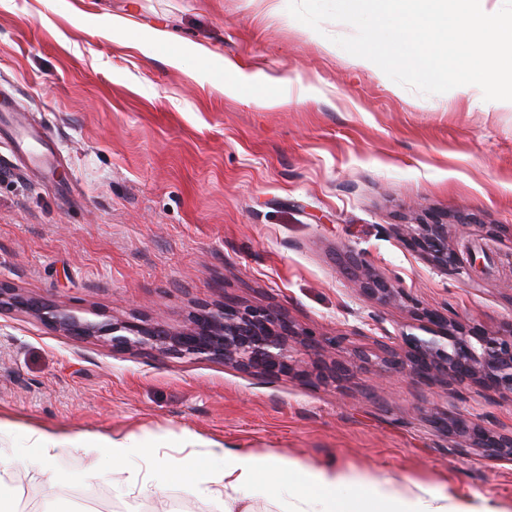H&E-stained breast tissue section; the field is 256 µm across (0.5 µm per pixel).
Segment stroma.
Listing matches in <instances>:
<instances>
[{"label":"stroma","instance_id":"35a3bbf8","mask_svg":"<svg viewBox=\"0 0 512 512\" xmlns=\"http://www.w3.org/2000/svg\"><path fill=\"white\" fill-rule=\"evenodd\" d=\"M288 0H0V99L59 155L44 173L0 126V283L91 322L182 325L225 301L277 308L345 337L362 373L300 382L218 360L75 341L0 313V457L20 512H220L158 475L141 495L84 449L33 468L31 428L162 440L176 458L235 452L333 465L409 494L512 512V464L464 457L431 408L512 431V400L421 384L383 364L414 307L494 331L512 322V107L478 86L424 95L295 20ZM181 56L173 65V56ZM253 75L220 91L224 62ZM469 216L466 224L456 223ZM448 224L463 269L441 270L395 231ZM403 289L382 305L349 256Z\"/></svg>","mask_w":512,"mask_h":512}]
</instances>
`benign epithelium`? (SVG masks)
<instances>
[{"mask_svg":"<svg viewBox=\"0 0 512 512\" xmlns=\"http://www.w3.org/2000/svg\"><path fill=\"white\" fill-rule=\"evenodd\" d=\"M410 242L438 268L460 264L448 248V225L436 220L430 224L407 225ZM359 290L381 304H392L402 291L365 272ZM20 309L77 339L110 336L112 348L149 349L161 356L204 357L224 361L243 372H259L268 378H310L307 357L317 351L343 350L345 337L317 336L298 328L273 307L224 302L218 313L201 309L178 329L157 323L114 321L93 324L52 309L39 298L0 285V313ZM420 329L427 337L403 334L384 345V364L389 370L427 383L442 374L452 380L475 385L512 398V322L496 331L478 332L459 321L433 311L421 312ZM430 422L450 439L462 438L457 449L496 464H512V432L501 433L480 420L461 413L433 409Z\"/></svg>","mask_w":512,"mask_h":512,"instance_id":"1","label":"benign epithelium"}]
</instances>
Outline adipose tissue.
Instances as JSON below:
<instances>
[{
    "label": "adipose tissue",
    "instance_id": "adipose-tissue-1",
    "mask_svg": "<svg viewBox=\"0 0 512 512\" xmlns=\"http://www.w3.org/2000/svg\"><path fill=\"white\" fill-rule=\"evenodd\" d=\"M76 447L98 459L89 468V476L98 474L99 461H110L120 471L125 470L126 461L137 456L141 466L127 470L125 479L130 488L149 493L156 474L168 470L174 476L192 478L195 490L220 503L224 512H250L246 502L259 487L286 492V512H448L447 497L428 488L405 497L390 485L374 484L338 468H308L277 457L232 453L217 442L204 454L181 461L161 447H147L132 438L70 436L33 429L26 454L30 463L39 465ZM210 458L223 459V468H208Z\"/></svg>",
    "mask_w": 512,
    "mask_h": 512
}]
</instances>
